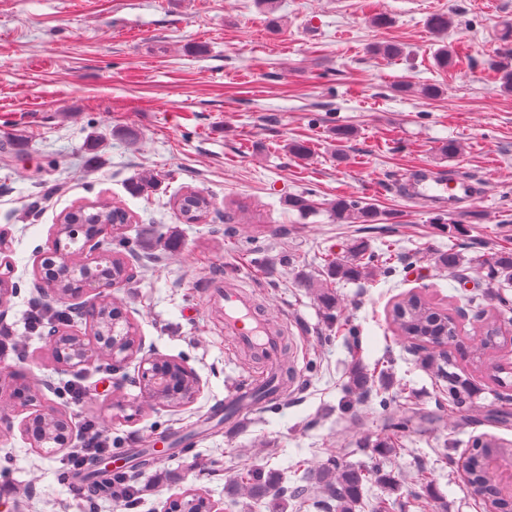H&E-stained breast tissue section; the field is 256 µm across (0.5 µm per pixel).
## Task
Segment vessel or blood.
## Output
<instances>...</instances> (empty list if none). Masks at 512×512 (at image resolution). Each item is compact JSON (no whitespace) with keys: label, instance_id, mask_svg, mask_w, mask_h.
I'll return each mask as SVG.
<instances>
[{"label":"vessel or blood","instance_id":"obj_1","mask_svg":"<svg viewBox=\"0 0 512 512\" xmlns=\"http://www.w3.org/2000/svg\"><path fill=\"white\" fill-rule=\"evenodd\" d=\"M483 189V184L469 178H440L429 167L413 169L399 185L400 192L408 200L452 211L480 198ZM213 301L223 312L224 336L230 343L249 347L266 357L277 355L278 336L271 333L266 318L257 314L243 293L218 288L214 291Z\"/></svg>","mask_w":512,"mask_h":512}]
</instances>
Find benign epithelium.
<instances>
[{
  "instance_id": "benign-epithelium-1",
  "label": "benign epithelium",
  "mask_w": 512,
  "mask_h": 512,
  "mask_svg": "<svg viewBox=\"0 0 512 512\" xmlns=\"http://www.w3.org/2000/svg\"><path fill=\"white\" fill-rule=\"evenodd\" d=\"M109 233L104 230L100 235L83 243L87 259L84 266L74 265L70 253L60 244H51L48 251L42 253L38 264L58 266L68 275L81 279L82 287L46 288L41 290L44 297L58 302L76 301L81 306L96 305L112 294V289L123 285L134 277L131 267L124 266L122 274L104 282L91 275V268L111 259L109 253L102 250L100 238ZM8 243V233L0 229V292L7 293L10 264L2 258ZM46 340L53 359L61 370L81 372L101 359L112 363V374H120L127 361L141 345L132 343L133 337L115 334L112 324L105 319V312L95 315L83 332H63L51 329ZM138 384L144 401L160 407H181L194 401L199 391V379L181 360L166 358L154 352L144 354L139 361ZM22 416L20 429L23 435L38 429L40 437L30 441L31 447L42 455H54L67 446L69 430L72 429L70 417L63 411L51 408L44 402V394L33 378L23 381L14 388L11 405L0 411V421L7 425L13 423V417ZM164 512H221L219 503L212 498L197 499L188 494L170 498Z\"/></svg>"
}]
</instances>
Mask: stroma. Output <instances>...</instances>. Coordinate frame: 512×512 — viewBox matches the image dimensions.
Listing matches in <instances>:
<instances>
[{"label":"stroma","instance_id":"obj_1","mask_svg":"<svg viewBox=\"0 0 512 512\" xmlns=\"http://www.w3.org/2000/svg\"><path fill=\"white\" fill-rule=\"evenodd\" d=\"M448 13L437 36L426 21ZM383 14L389 27H373ZM279 31L270 34V18ZM512 0H0V228L11 232L17 292L0 324L14 348L0 369L34 373L50 385L47 400L72 420L110 423L112 466L141 496L133 512H163L169 497L195 485L223 512H275L272 499L224 495L236 474L260 470L285 486L305 485L350 440L356 413L376 439L388 422L406 420L403 445L383 459L359 448L344 457L389 473L394 488L369 484L363 512L379 497L387 512H484L457 474L473 437L512 442V428L478 420L454 427L444 383L394 336L387 312L402 294L419 292L459 312L472 333L493 310L497 288L476 273L458 280L437 269V253L487 257L512 249V93L487 68L500 46ZM396 42L385 58L372 45ZM464 47L468 61L448 74L434 65L441 43ZM408 91H399V83ZM434 84L440 96L421 98ZM355 131L351 140L338 129ZM102 146L88 149L92 136ZM307 142L308 157L291 155ZM456 141L455 156L441 153ZM417 165L486 183L485 196L457 215L401 197L395 185ZM157 180L134 196L130 178ZM195 190L213 197L203 224L176 220L175 202ZM312 194L318 211L301 217L290 196ZM373 204L378 224H340L328 204L336 195ZM108 198L132 213L127 245L144 253L174 236L177 249L159 262L136 261L137 275L113 292L145 350L183 359L200 380L193 403L148 407L135 384L113 387L108 370L90 365V394L78 406L58 399L69 373L44 364L48 347L32 331L37 260L58 215L71 205ZM391 249V273L332 283L331 320L309 281H326V261L350 242ZM243 285L276 320L283 357L292 366L288 395L236 420L224 411L244 385L262 380V360L246 361L224 340L212 300L215 285ZM451 369L468 375L477 404L512 408V382L501 387L484 367L450 352ZM386 371L389 383L360 397L348 388L354 367ZM414 390L412 401L400 396ZM0 512H85L81 479L58 456L34 452L19 428L0 425ZM426 469L429 488L413 477Z\"/></svg>","mask_w":512,"mask_h":512}]
</instances>
